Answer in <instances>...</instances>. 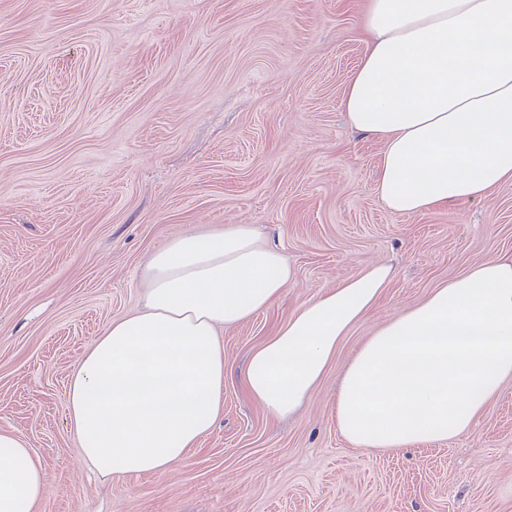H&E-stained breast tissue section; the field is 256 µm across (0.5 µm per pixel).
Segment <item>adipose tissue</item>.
Returning a JSON list of instances; mask_svg holds the SVG:
<instances>
[{"instance_id":"adipose-tissue-1","label":"adipose tissue","mask_w":512,"mask_h":512,"mask_svg":"<svg viewBox=\"0 0 512 512\" xmlns=\"http://www.w3.org/2000/svg\"><path fill=\"white\" fill-rule=\"evenodd\" d=\"M359 26L367 48L342 106L351 127L383 144L384 207L417 215L512 183V0H368ZM394 277L392 265L370 263L304 301L253 350L251 397L273 417L293 413ZM144 278V311L109 323L68 383L81 458L103 475L184 461L224 409L217 328L269 309L296 282L283 253L247 224L173 238ZM507 379L512 256H496L360 345L336 391V425L357 448L461 434ZM47 485L26 439L0 432V512H31Z\"/></svg>"}]
</instances>
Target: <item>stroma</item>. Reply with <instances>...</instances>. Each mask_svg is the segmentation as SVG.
Instances as JSON below:
<instances>
[{
    "label": "stroma",
    "mask_w": 512,
    "mask_h": 512,
    "mask_svg": "<svg viewBox=\"0 0 512 512\" xmlns=\"http://www.w3.org/2000/svg\"><path fill=\"white\" fill-rule=\"evenodd\" d=\"M367 0H0V430L50 483L35 512H512V381L459 436L357 448L336 385L373 331L512 254V184L413 216L379 200L382 143L342 98ZM249 224L297 283L218 330L224 412L183 463L102 476L70 428L71 372L136 314L171 239ZM396 276L292 416L250 396L252 351L365 265Z\"/></svg>",
    "instance_id": "stroma-1"
}]
</instances>
